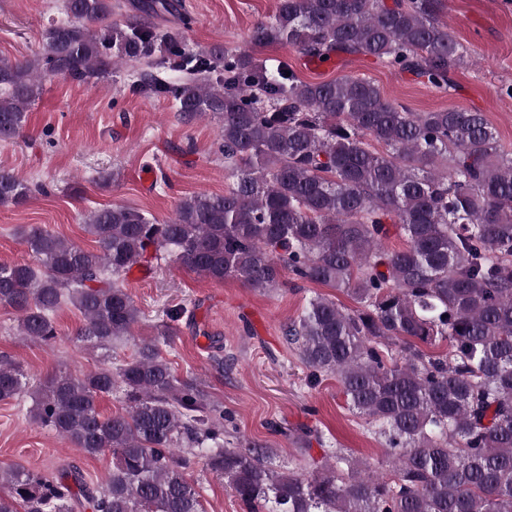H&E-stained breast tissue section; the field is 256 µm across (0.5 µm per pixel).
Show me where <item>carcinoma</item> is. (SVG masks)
Here are the masks:
<instances>
[{
    "mask_svg": "<svg viewBox=\"0 0 512 512\" xmlns=\"http://www.w3.org/2000/svg\"><path fill=\"white\" fill-rule=\"evenodd\" d=\"M444 7L279 0L252 41L292 45L312 61L371 57L446 91L468 50L440 21ZM173 8L142 0L114 21L112 0H66L70 20L48 28L38 51L0 60V140L23 135L43 77L101 80L134 63L141 93L173 99L185 119L217 121L232 183L183 198L163 222L126 205L93 210L94 250L23 232L33 261L0 265V305L15 312L18 335L50 343L54 313L70 304L84 341L106 348L141 317L114 279L149 255L249 288H272L286 271L345 291L358 309L316 294L285 337L310 380L336 375L386 448L391 477L320 435L290 434L300 463L286 473L251 443L225 447L224 409L143 341L114 368L37 384L0 358L1 402L28 396L34 423L86 454L112 452L96 487L75 466H0V512H73L81 499L92 512H203L187 478L200 463L248 512H512V152L476 110L412 112L363 77L307 82L220 43L193 51L188 24L156 25ZM29 193L0 166V207ZM394 234L398 249L384 244ZM180 317L163 325L164 343L175 342ZM444 341L446 352L431 351ZM117 386L126 408L104 416L98 401Z\"/></svg>",
    "mask_w": 512,
    "mask_h": 512,
    "instance_id": "1",
    "label": "carcinoma"
}]
</instances>
